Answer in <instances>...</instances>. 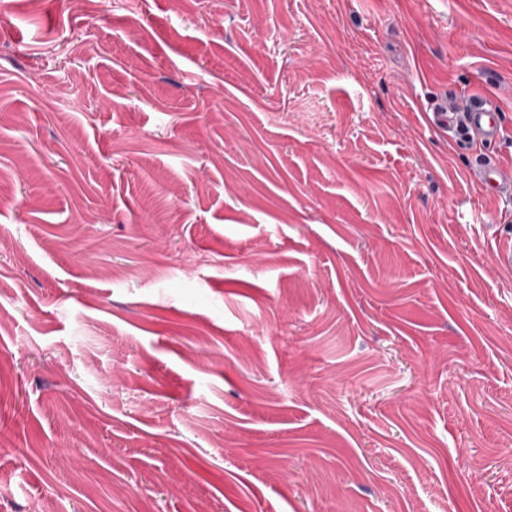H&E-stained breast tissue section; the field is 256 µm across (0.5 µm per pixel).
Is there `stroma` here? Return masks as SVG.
Here are the masks:
<instances>
[{
	"instance_id": "obj_1",
	"label": "stroma",
	"mask_w": 512,
	"mask_h": 512,
	"mask_svg": "<svg viewBox=\"0 0 512 512\" xmlns=\"http://www.w3.org/2000/svg\"><path fill=\"white\" fill-rule=\"evenodd\" d=\"M478 152L512 0H0V512H512ZM429 115L431 122L448 129H457L460 125L467 130V136L475 142H492L503 136V127L498 105L489 104L487 107L464 112H448V103L443 102L432 108Z\"/></svg>"
}]
</instances>
